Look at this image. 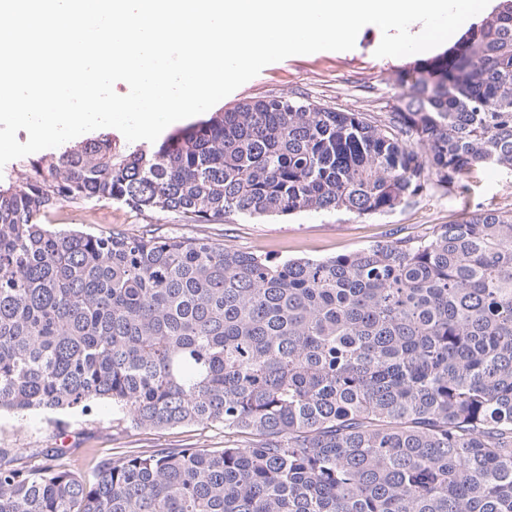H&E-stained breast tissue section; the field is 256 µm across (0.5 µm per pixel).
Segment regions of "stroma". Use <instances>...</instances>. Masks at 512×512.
I'll list each match as a JSON object with an SVG mask.
<instances>
[{
  "label": "stroma",
  "instance_id": "obj_1",
  "mask_svg": "<svg viewBox=\"0 0 512 512\" xmlns=\"http://www.w3.org/2000/svg\"><path fill=\"white\" fill-rule=\"evenodd\" d=\"M380 30L360 32L352 50L294 55L267 65L222 99L220 108L268 94L305 95L343 112H385L403 92L402 72L419 62V55L376 57ZM512 209V169L487 168L473 175L469 193L457 195L428 188L392 211L363 218L332 211H303L290 215L240 217L216 224H191L176 213L144 214L118 203L64 204L49 218L52 224H80L99 233H134L154 225L165 236L204 237L244 252L276 260L323 259L351 253L379 241L419 238L434 225L459 219L476 208ZM230 438L222 425H185L164 430L116 424L112 406L100 403L88 415L67 414L54 424L50 414L35 412L25 422L0 415V447L64 448L71 469L90 473L101 459L153 448L203 446L223 448Z\"/></svg>",
  "mask_w": 512,
  "mask_h": 512
}]
</instances>
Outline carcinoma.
Masks as SVG:
<instances>
[{"label": "carcinoma", "instance_id": "1", "mask_svg": "<svg viewBox=\"0 0 512 512\" xmlns=\"http://www.w3.org/2000/svg\"><path fill=\"white\" fill-rule=\"evenodd\" d=\"M387 112L265 95L132 152L112 135L0 183V413L221 424L82 476L0 447V512H512V210L274 260L205 238L52 230L64 203L195 224L384 213L512 168V0L401 76Z\"/></svg>", "mask_w": 512, "mask_h": 512}]
</instances>
